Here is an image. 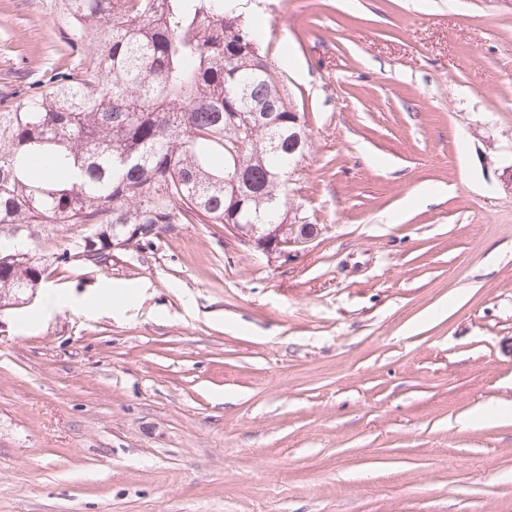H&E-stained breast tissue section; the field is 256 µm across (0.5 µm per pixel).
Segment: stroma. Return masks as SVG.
Here are the masks:
<instances>
[{
	"label": "stroma",
	"mask_w": 512,
	"mask_h": 512,
	"mask_svg": "<svg viewBox=\"0 0 512 512\" xmlns=\"http://www.w3.org/2000/svg\"><path fill=\"white\" fill-rule=\"evenodd\" d=\"M250 2L313 237L177 224L94 266L47 227L0 310V512H512V417L479 413L512 406V0ZM60 29L0 0L1 94Z\"/></svg>",
	"instance_id": "obj_1"
}]
</instances>
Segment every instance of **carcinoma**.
Here are the masks:
<instances>
[{
    "mask_svg": "<svg viewBox=\"0 0 512 512\" xmlns=\"http://www.w3.org/2000/svg\"><path fill=\"white\" fill-rule=\"evenodd\" d=\"M76 62L0 98V307L43 280L30 248L48 224H82L83 254L112 256V228L150 242L172 224H286L279 170L288 93L235 0H50ZM257 112L246 134L235 116ZM50 176L37 180L31 161Z\"/></svg>",
    "mask_w": 512,
    "mask_h": 512,
    "instance_id": "carcinoma-1",
    "label": "carcinoma"
}]
</instances>
